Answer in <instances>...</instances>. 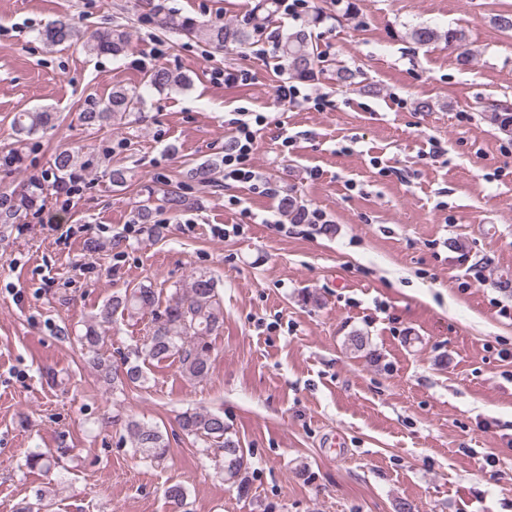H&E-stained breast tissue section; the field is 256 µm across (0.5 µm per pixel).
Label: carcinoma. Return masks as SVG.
<instances>
[{
  "label": "carcinoma",
  "mask_w": 512,
  "mask_h": 512,
  "mask_svg": "<svg viewBox=\"0 0 512 512\" xmlns=\"http://www.w3.org/2000/svg\"><path fill=\"white\" fill-rule=\"evenodd\" d=\"M275 13V0H257L253 21L257 25L262 24ZM157 25L163 30H175L187 37L200 39L216 48L229 43L244 45L250 39L247 28L233 24L203 23L168 15L158 18ZM39 36L49 45L79 42L90 55L117 56L129 50V40L122 26H113L86 38L72 19L66 16L50 21ZM408 36L414 44L420 46L443 42L459 50L458 57L462 62L472 57L462 28L439 30L417 26L410 30ZM279 52L289 73L297 77L312 76L321 63L316 45L303 30L286 35L280 42ZM147 83L162 91L173 87L183 88L189 85V80L158 67L149 70ZM142 105L143 98L138 90L115 87L105 103L88 104L79 113V120L88 129L101 130L111 126L112 118L117 114L139 119ZM56 119L57 113L46 110L20 112L13 119V127L20 140L25 141L52 128ZM489 120L504 131L512 129V108L492 105ZM84 167L85 163L79 161V154L59 152L51 168L54 184L68 192L72 191L81 179ZM44 190L43 182L30 179L20 190L8 196L1 195L0 224H20L29 214L39 210L45 204ZM162 193L172 210L177 211L185 206L186 199L180 191V184L171 183L162 189ZM146 312L153 314L152 327L141 346L134 351V360L125 361L121 370L113 367L98 352L102 336L96 326L88 325L84 334L79 336L80 343L94 353L90 363L99 373L102 382L114 391H122L127 387L144 388L149 382L144 365L170 358L178 360L186 376L206 378L211 370L212 346L209 336L224 323V312L213 278L202 272L192 274L187 284L174 289L162 311L159 310L158 297L152 288L140 286L127 290L122 295L112 297L104 305L99 319L110 322L117 313L133 318ZM179 427L186 435L199 441L202 455L207 457L211 451L223 454L224 465L219 471L220 477L225 483L237 487L238 491L248 492V458L240 439L224 422V414L207 409H189L181 413ZM125 428L132 448L140 458L158 463L167 457L168 443L158 426L131 417L127 419ZM67 453L66 448L53 451L36 449L26 456L25 466L48 475ZM165 495L181 512L185 510L187 490L183 485L168 486Z\"/></svg>",
  "instance_id": "1"
}]
</instances>
